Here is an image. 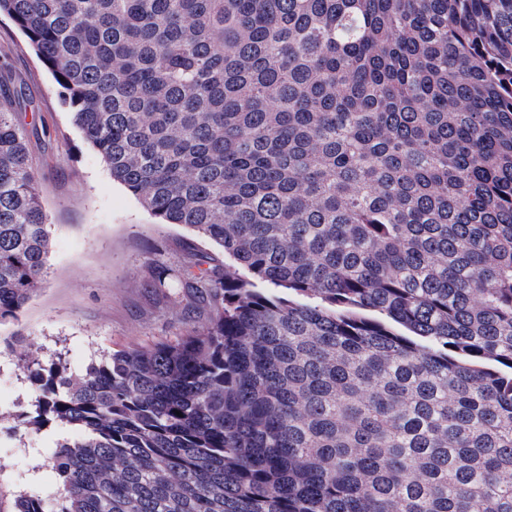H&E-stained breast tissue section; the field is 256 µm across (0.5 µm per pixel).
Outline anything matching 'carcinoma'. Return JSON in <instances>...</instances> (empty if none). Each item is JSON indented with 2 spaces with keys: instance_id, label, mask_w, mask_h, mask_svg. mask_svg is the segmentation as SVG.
Returning <instances> with one entry per match:
<instances>
[{
  "instance_id": "carcinoma-1",
  "label": "carcinoma",
  "mask_w": 512,
  "mask_h": 512,
  "mask_svg": "<svg viewBox=\"0 0 512 512\" xmlns=\"http://www.w3.org/2000/svg\"><path fill=\"white\" fill-rule=\"evenodd\" d=\"M112 178L187 247L184 332L26 342L60 492L12 512H512V0H0ZM0 66V325L49 270ZM181 415H176V412Z\"/></svg>"
}]
</instances>
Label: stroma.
Here are the masks:
<instances>
[{
	"mask_svg": "<svg viewBox=\"0 0 512 512\" xmlns=\"http://www.w3.org/2000/svg\"><path fill=\"white\" fill-rule=\"evenodd\" d=\"M26 82L37 121L50 141H32L42 163L40 194L50 213L49 274L14 323L0 326V512L17 492L54 497L58 482L47 465L56 430H13L12 414L34 396L17 365L11 341L30 334L41 357H65L73 371L99 353L133 344L175 340L182 324L166 299L139 283L159 265L176 266L187 244L215 259L221 249L180 225L162 224L114 181L96 151L73 125L50 73L24 37L0 18V63Z\"/></svg>",
	"mask_w": 512,
	"mask_h": 512,
	"instance_id": "obj_1",
	"label": "stroma"
}]
</instances>
